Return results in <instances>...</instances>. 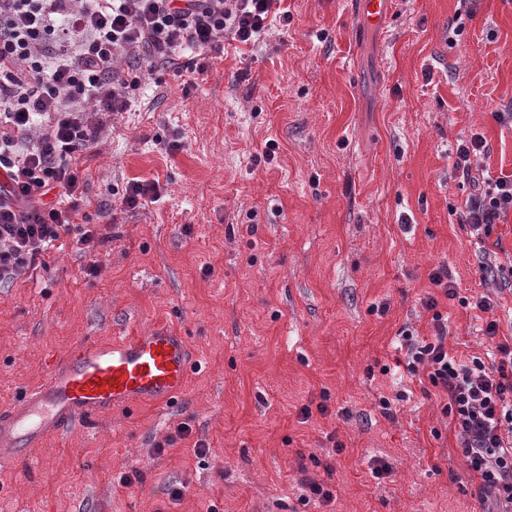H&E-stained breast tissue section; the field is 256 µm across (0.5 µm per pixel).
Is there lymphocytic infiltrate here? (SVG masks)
<instances>
[{
  "instance_id": "f902f5d3",
  "label": "lymphocytic infiltrate",
  "mask_w": 512,
  "mask_h": 512,
  "mask_svg": "<svg viewBox=\"0 0 512 512\" xmlns=\"http://www.w3.org/2000/svg\"><path fill=\"white\" fill-rule=\"evenodd\" d=\"M275 0H0V283L45 266L53 243L72 238L92 253L105 239L74 219L83 187L79 158L99 142L131 92L154 73L153 56L218 50L224 40L255 42ZM145 70L126 69L128 59ZM489 151L478 134L458 143L455 167L473 192L461 214L488 236L512 213V175L473 174ZM435 336L417 342L403 330L412 370L444 392L445 414L461 453L480 480L490 512H512V340L498 337L497 301L475 297L487 316L493 363L448 353V326L435 299Z\"/></svg>"
}]
</instances>
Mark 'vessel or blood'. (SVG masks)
Wrapping results in <instances>:
<instances>
[{"mask_svg":"<svg viewBox=\"0 0 512 512\" xmlns=\"http://www.w3.org/2000/svg\"><path fill=\"white\" fill-rule=\"evenodd\" d=\"M395 2L354 0V6L375 25ZM191 368L186 337L168 325L122 340L81 342L55 361L41 384L0 411V461H21L45 437L78 422L135 404L170 402L183 392Z\"/></svg>","mask_w":512,"mask_h":512,"instance_id":"1","label":"vessel or blood"}]
</instances>
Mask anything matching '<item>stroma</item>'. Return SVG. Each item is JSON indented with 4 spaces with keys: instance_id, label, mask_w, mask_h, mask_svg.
I'll list each match as a JSON object with an SVG mask.
<instances>
[{
    "instance_id": "35a3bbf8",
    "label": "stroma",
    "mask_w": 512,
    "mask_h": 512,
    "mask_svg": "<svg viewBox=\"0 0 512 512\" xmlns=\"http://www.w3.org/2000/svg\"><path fill=\"white\" fill-rule=\"evenodd\" d=\"M279 7L287 23L225 41L204 73L185 54L163 64L83 154L76 220L107 236L96 258L65 238L48 269L0 284V410L84 340L169 323L193 359L176 400L1 463L0 512H482L444 395L407 369L399 332L432 340V297L449 352L485 354L486 315L462 300L488 292L512 336V277L480 270L512 269V214L473 237L451 153L481 134L479 167L512 174V128L493 117L512 99V0H397L375 26L348 0ZM132 180L160 198L111 213ZM438 267L457 297L431 284ZM309 480L332 503L302 504Z\"/></svg>"
}]
</instances>
